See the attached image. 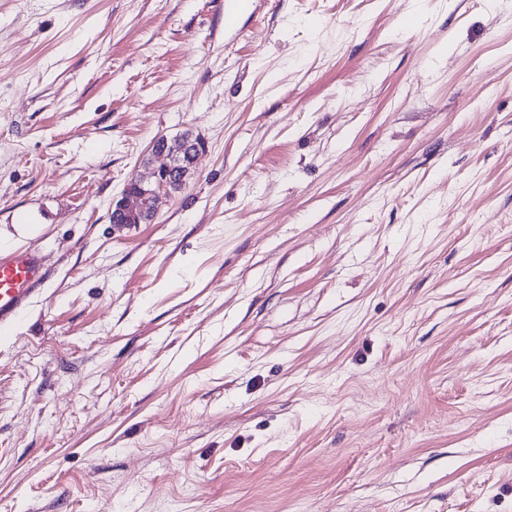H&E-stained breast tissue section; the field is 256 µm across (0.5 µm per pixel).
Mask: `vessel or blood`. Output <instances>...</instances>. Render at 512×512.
<instances>
[{
  "label": "vessel or blood",
  "instance_id": "obj_1",
  "mask_svg": "<svg viewBox=\"0 0 512 512\" xmlns=\"http://www.w3.org/2000/svg\"><path fill=\"white\" fill-rule=\"evenodd\" d=\"M47 277L42 258L30 250H16L0 258V328L13 325Z\"/></svg>",
  "mask_w": 512,
  "mask_h": 512
}]
</instances>
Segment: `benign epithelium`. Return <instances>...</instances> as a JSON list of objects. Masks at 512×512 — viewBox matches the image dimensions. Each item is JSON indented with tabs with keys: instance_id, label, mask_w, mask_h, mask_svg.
Returning <instances> with one entry per match:
<instances>
[{
	"instance_id": "obj_1",
	"label": "benign epithelium",
	"mask_w": 512,
	"mask_h": 512,
	"mask_svg": "<svg viewBox=\"0 0 512 512\" xmlns=\"http://www.w3.org/2000/svg\"><path fill=\"white\" fill-rule=\"evenodd\" d=\"M205 141L198 135L187 140L156 139L150 148L151 158L144 163L145 173L132 176L124 186L121 198L112 203L110 219L114 224L154 220L161 196L173 187L185 184L193 171L196 157L205 151ZM161 160L153 165V160Z\"/></svg>"
}]
</instances>
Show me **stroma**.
I'll list each match as a JSON object with an SVG mask.
<instances>
[{"label":"stroma","mask_w":512,"mask_h":512,"mask_svg":"<svg viewBox=\"0 0 512 512\" xmlns=\"http://www.w3.org/2000/svg\"><path fill=\"white\" fill-rule=\"evenodd\" d=\"M19 248L0 512H512V0H0ZM191 144L195 146L193 157L189 164L183 163L182 158ZM205 148V141L199 135L191 134L185 141L181 138L156 139L150 148L151 156L153 159H162V162L154 166L153 159L149 158L144 163L147 171L133 175L127 181L121 198L112 203V224H127L129 221L145 224L153 221L161 196L173 192L176 185L183 186L186 183L197 157ZM47 277L42 258L31 250H16L0 258V328L13 325Z\"/></svg>","instance_id":"stroma-1"}]
</instances>
